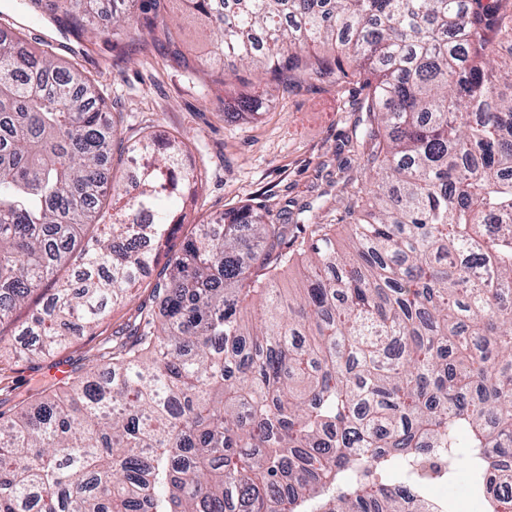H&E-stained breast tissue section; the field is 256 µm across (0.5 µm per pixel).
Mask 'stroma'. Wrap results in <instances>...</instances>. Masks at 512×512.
<instances>
[{"label":"stroma","instance_id":"1","mask_svg":"<svg viewBox=\"0 0 512 512\" xmlns=\"http://www.w3.org/2000/svg\"><path fill=\"white\" fill-rule=\"evenodd\" d=\"M113 4L96 0L95 35L77 36L64 15L22 8L20 0H0V21L19 30L30 50H52L59 62L76 65L99 86L118 132L112 164L119 174L127 172L126 146L142 135L179 134L188 141L202 180L181 204L180 223L164 250H179L193 225L244 205L266 207L285 224L344 218L369 181L364 148L355 138L363 83L298 79L276 85L250 68L226 78L206 64L205 38L182 19L180 0H170V17L178 22L171 45L146 30L132 42L114 40ZM252 93L263 98L258 111L225 116V101ZM154 282L144 278L92 330L46 355L30 354L18 335L42 307L41 295L18 307L0 325V413L10 414L17 402L54 384L58 365L93 368L102 343L140 302L151 301Z\"/></svg>","mask_w":512,"mask_h":512}]
</instances>
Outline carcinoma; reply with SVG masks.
Listing matches in <instances>:
<instances>
[{"label": "carcinoma", "instance_id": "cac0c4a2", "mask_svg": "<svg viewBox=\"0 0 512 512\" xmlns=\"http://www.w3.org/2000/svg\"><path fill=\"white\" fill-rule=\"evenodd\" d=\"M165 2L121 0L112 37L173 41ZM182 3L225 66L364 77L350 251L249 206L198 225L103 348L108 375L0 413V512H432L461 473L483 512H512V0ZM53 7L97 31L92 0ZM114 133L79 69L0 34V325L96 232L20 331L41 352L139 283L201 181L183 141L145 136L123 187Z\"/></svg>", "mask_w": 512, "mask_h": 512}]
</instances>
